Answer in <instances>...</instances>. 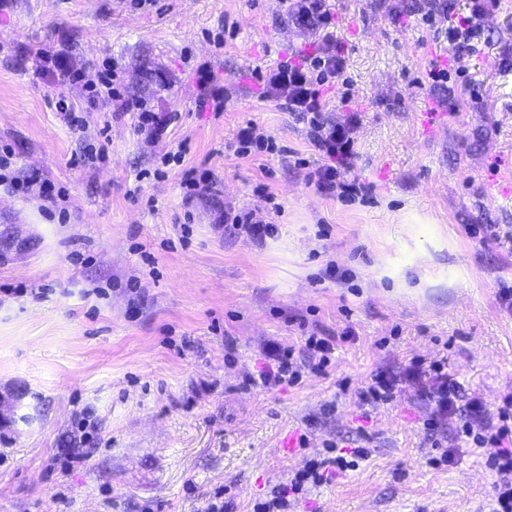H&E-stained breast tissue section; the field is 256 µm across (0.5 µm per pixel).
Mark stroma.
I'll return each mask as SVG.
<instances>
[{
  "mask_svg": "<svg viewBox=\"0 0 512 512\" xmlns=\"http://www.w3.org/2000/svg\"><path fill=\"white\" fill-rule=\"evenodd\" d=\"M414 5L329 0L360 113L354 173L368 188L342 200L310 184L321 159L303 125L259 96L256 70L319 41L281 0H0V148L13 175L64 191L50 206L38 190L0 186V512H201L219 492L227 512H253L336 445L370 455L292 512H491L483 452L452 437L432 447V408L415 388L387 403L366 396L378 371L441 358L487 417L512 392V313L500 301L512 250L466 231L512 229V196L486 194L512 169V0L482 20L466 63L473 99L428 82L452 53ZM45 47L84 84L39 74ZM105 64L126 95L172 117L160 139L89 101ZM202 64L230 94L221 115L196 106ZM61 99L85 113L82 132ZM445 100L456 109L425 134L419 114ZM249 123L278 153L225 152ZM177 151L181 164L163 166ZM158 168L163 178H143ZM186 168L212 175L191 199ZM228 207L277 234L224 230ZM348 326L357 337L341 340ZM312 332L338 339L325 372L245 383L266 345ZM85 415L94 451L60 469Z\"/></svg>",
  "mask_w": 512,
  "mask_h": 512,
  "instance_id": "1",
  "label": "stroma"
}]
</instances>
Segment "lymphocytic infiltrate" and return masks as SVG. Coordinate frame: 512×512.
Returning <instances> with one entry per match:
<instances>
[{
  "label": "lymphocytic infiltrate",
  "instance_id": "lymphocytic-infiltrate-1",
  "mask_svg": "<svg viewBox=\"0 0 512 512\" xmlns=\"http://www.w3.org/2000/svg\"><path fill=\"white\" fill-rule=\"evenodd\" d=\"M489 0H472L470 13L463 20L452 17L450 0H419L417 13L422 24L444 32L456 59L472 56L477 46L479 20L486 13ZM289 11L300 21L320 29L322 42L314 53L300 55L298 60H285L257 71L263 99L276 102L302 122L307 136L318 151L322 163L310 174L309 181L323 194L351 198L365 192L366 187L352 176L355 159V139L360 117L349 110L342 119L332 121L327 112L332 101L350 103L341 93L347 85L345 55L332 33L334 26L327 0H290ZM122 80L116 69H109L92 85L94 100L114 105L117 111L136 115L137 127L150 135L163 132L166 122L142 102L127 98L121 91ZM353 328H345L339 337L309 335L302 346L273 345L266 365L259 373H245L248 384L273 389L297 382L304 370L324 371L331 361L337 339L354 337ZM408 382L426 397L433 407L434 428L454 425L457 433L466 437L469 447L482 449L495 474L492 512H512V395L505 397L496 418L484 421L482 405L477 399L462 402L460 387L449 377L443 363L413 362L405 379L383 373L372 376L368 393L373 400H393L400 382ZM329 477L323 463L311 461L297 471L288 483L276 486L270 499L258 503L256 512H287L306 485H319Z\"/></svg>",
  "mask_w": 512,
  "mask_h": 512
}]
</instances>
